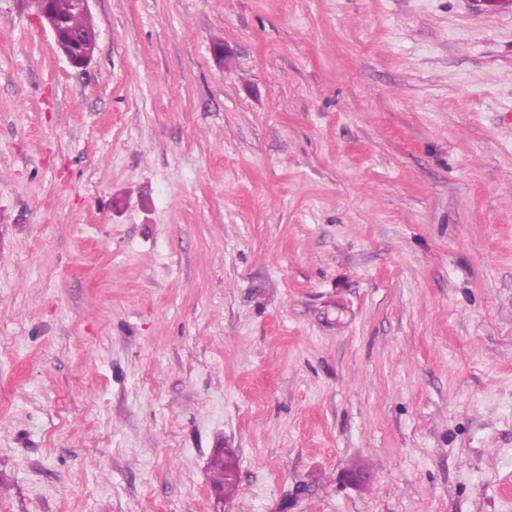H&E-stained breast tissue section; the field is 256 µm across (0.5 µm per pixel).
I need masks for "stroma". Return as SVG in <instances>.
<instances>
[{
  "instance_id": "stroma-1",
  "label": "stroma",
  "mask_w": 512,
  "mask_h": 512,
  "mask_svg": "<svg viewBox=\"0 0 512 512\" xmlns=\"http://www.w3.org/2000/svg\"><path fill=\"white\" fill-rule=\"evenodd\" d=\"M89 12L0 0V512H512V0ZM35 4L34 16L39 23L49 29L53 35L55 45L58 51L67 59V61L74 67H83L87 65L96 50L97 40L90 37L83 40V52L76 53L74 49V42L77 38H71L64 41L60 36L61 23L56 20L55 16L48 10V0H31ZM75 0H49V5L54 14L61 19L66 31L92 34L98 37L96 25L89 12L77 10ZM212 486L218 498H230L238 487V466L233 451L215 449L211 458Z\"/></svg>"
}]
</instances>
